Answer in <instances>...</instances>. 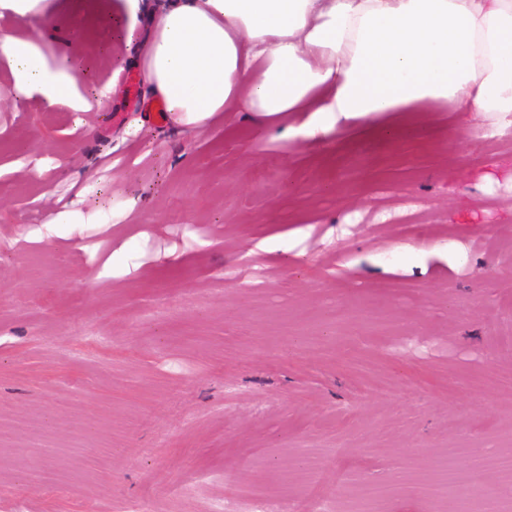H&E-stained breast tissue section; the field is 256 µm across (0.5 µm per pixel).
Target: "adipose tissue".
<instances>
[{"mask_svg":"<svg viewBox=\"0 0 512 512\" xmlns=\"http://www.w3.org/2000/svg\"><path fill=\"white\" fill-rule=\"evenodd\" d=\"M76 33L112 46V0H65ZM0 29L16 94L102 109L111 86L82 92L79 55L48 59L16 27L55 22L45 0H0ZM140 70L173 122L248 113L267 125L302 114L283 134L318 142L340 120L451 104L512 127V0H163Z\"/></svg>","mask_w":512,"mask_h":512,"instance_id":"1","label":"adipose tissue"}]
</instances>
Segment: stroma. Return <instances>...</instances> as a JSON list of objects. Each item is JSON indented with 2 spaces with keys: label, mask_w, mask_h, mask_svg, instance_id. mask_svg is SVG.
<instances>
[{
  "label": "stroma",
  "mask_w": 512,
  "mask_h": 512,
  "mask_svg": "<svg viewBox=\"0 0 512 512\" xmlns=\"http://www.w3.org/2000/svg\"><path fill=\"white\" fill-rule=\"evenodd\" d=\"M72 21L107 111L17 97L0 53V512H495L512 485V136L448 104L319 144L246 115L154 119L160 0ZM67 160L77 182L56 177ZM78 214L51 238L39 228ZM454 480L441 486L444 468ZM195 485L193 495L182 493ZM62 3L61 8L65 7L79 22L76 27L77 37L99 41L108 50V56H111L112 12L116 8L112 0H67Z\"/></svg>",
  "instance_id": "35a3bbf8"
}]
</instances>
